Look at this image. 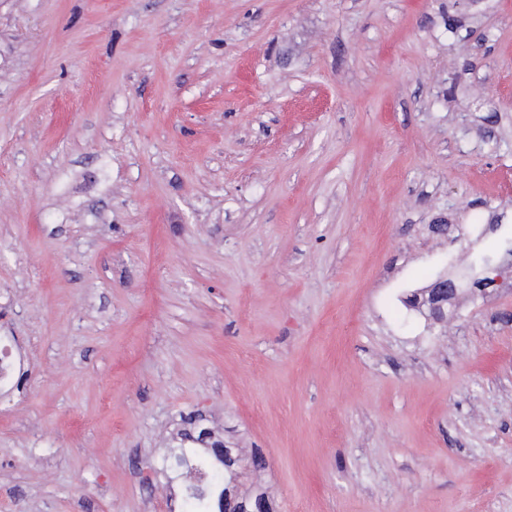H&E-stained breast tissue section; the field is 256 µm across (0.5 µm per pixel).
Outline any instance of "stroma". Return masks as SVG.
Returning a JSON list of instances; mask_svg holds the SVG:
<instances>
[{"instance_id": "35a3bbf8", "label": "stroma", "mask_w": 512, "mask_h": 512, "mask_svg": "<svg viewBox=\"0 0 512 512\" xmlns=\"http://www.w3.org/2000/svg\"><path fill=\"white\" fill-rule=\"evenodd\" d=\"M511 247L512 0H0V512H512ZM464 278H448L440 275L428 289L427 300L430 317L438 322L448 316V303L456 297L465 284ZM23 366V358L11 341L0 336V392L12 389ZM212 456L216 462L224 466V488L219 490L217 487L212 486L207 481H204L200 488L191 483L189 486L192 490L190 496L193 498L192 500L195 509L199 510L196 512H227L226 509L229 508H231V512H255L257 511V504L259 503L263 505L265 512L272 511L269 501L262 495L255 496L253 498H243L235 495L230 491L227 485H229L232 481H236L238 476L236 468L238 464V458L232 454L230 448H224V461L219 460L213 452ZM206 501L210 502L211 506L216 510H207L208 508Z\"/></svg>"}]
</instances>
